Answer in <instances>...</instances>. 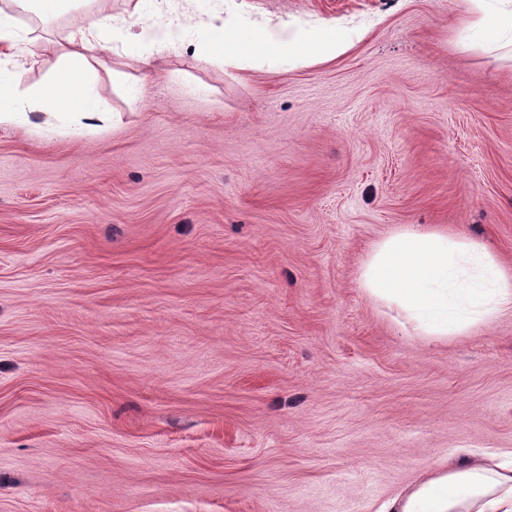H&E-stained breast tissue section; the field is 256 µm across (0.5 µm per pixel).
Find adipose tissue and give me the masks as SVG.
<instances>
[{
	"instance_id": "1",
	"label": "adipose tissue",
	"mask_w": 512,
	"mask_h": 512,
	"mask_svg": "<svg viewBox=\"0 0 512 512\" xmlns=\"http://www.w3.org/2000/svg\"><path fill=\"white\" fill-rule=\"evenodd\" d=\"M10 2V11L0 10V59L9 63L30 49L55 57L57 68L44 83L26 89L21 72L0 69V126L38 108L74 115L80 129L94 130L103 114L92 90L97 69L91 52L100 48L103 30L120 25L108 12L109 0H95V12L77 20L66 40L32 43L17 28L15 13L54 15L67 11L73 0ZM468 2L471 28L512 44V0ZM132 13L137 29L130 33V41L151 50L140 57L142 66H150L152 53L168 51L181 41L186 27L182 16L172 14L151 23L141 18L140 7H133ZM348 47L332 20L316 29L294 22L253 27L238 21L215 28L206 43L211 60L225 65L250 56L284 54L329 60ZM360 286L426 336L459 334L512 309V275L502 271L494 254L465 235L444 230L405 226L378 241L363 263ZM383 512H512V459L492 454L455 465H428L420 479L387 502Z\"/></svg>"
}]
</instances>
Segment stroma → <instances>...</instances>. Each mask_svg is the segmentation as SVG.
Segmentation results:
<instances>
[{
	"label": "stroma",
	"instance_id": "stroma-1",
	"mask_svg": "<svg viewBox=\"0 0 512 512\" xmlns=\"http://www.w3.org/2000/svg\"><path fill=\"white\" fill-rule=\"evenodd\" d=\"M336 20L328 62L144 71L109 36L113 124L0 126V512H380L431 463L512 452V311L418 335L358 282L395 228L512 273V47L464 0H169Z\"/></svg>",
	"mask_w": 512,
	"mask_h": 512
}]
</instances>
